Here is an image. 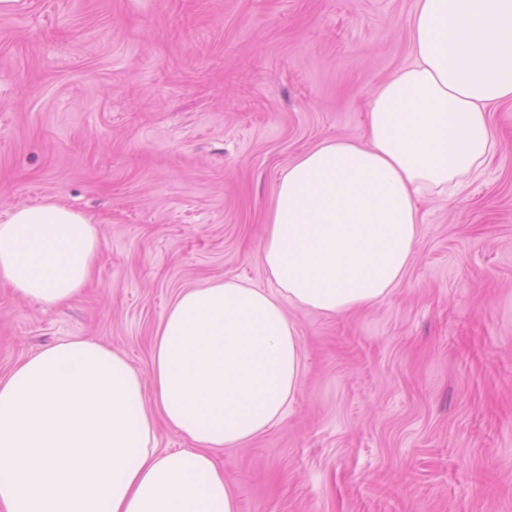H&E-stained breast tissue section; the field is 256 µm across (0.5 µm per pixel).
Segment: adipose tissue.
<instances>
[{
  "instance_id": "adipose-tissue-1",
  "label": "adipose tissue",
  "mask_w": 512,
  "mask_h": 512,
  "mask_svg": "<svg viewBox=\"0 0 512 512\" xmlns=\"http://www.w3.org/2000/svg\"><path fill=\"white\" fill-rule=\"evenodd\" d=\"M411 62L372 95L366 144L328 140L282 172L260 259L180 292L149 377L74 337L0 377V512H240L214 452L278 423L300 387L286 306L343 314L386 299L418 239L417 200L455 197L499 144L487 108L512 101V0H416ZM92 219L56 203L0 220V282L51 307L92 277ZM166 423L189 447L162 452Z\"/></svg>"
}]
</instances>
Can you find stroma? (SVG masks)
I'll use <instances>...</instances> for the list:
<instances>
[{"mask_svg":"<svg viewBox=\"0 0 512 512\" xmlns=\"http://www.w3.org/2000/svg\"><path fill=\"white\" fill-rule=\"evenodd\" d=\"M416 0H17L0 13V219L90 217L94 280L46 308L0 285V377L74 336L149 374L175 296L270 281L259 258L283 169L364 137L411 59ZM501 149L419 205L384 301L287 307L303 356L282 420L217 453L240 512H512V101Z\"/></svg>","mask_w":512,"mask_h":512,"instance_id":"obj_1","label":"stroma"}]
</instances>
